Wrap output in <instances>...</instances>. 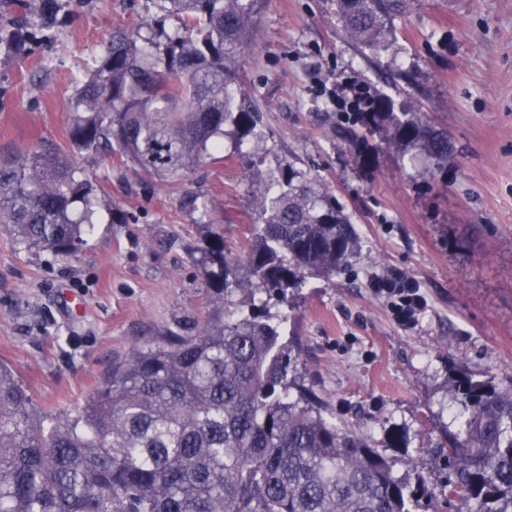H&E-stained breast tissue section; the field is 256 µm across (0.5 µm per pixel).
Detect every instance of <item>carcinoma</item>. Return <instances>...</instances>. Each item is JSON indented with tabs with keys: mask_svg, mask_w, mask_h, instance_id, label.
I'll use <instances>...</instances> for the list:
<instances>
[{
	"mask_svg": "<svg viewBox=\"0 0 512 512\" xmlns=\"http://www.w3.org/2000/svg\"><path fill=\"white\" fill-rule=\"evenodd\" d=\"M147 34L117 30L72 102L69 143L115 149L134 171L177 178L224 139L262 186L257 224L241 252L212 230L203 251L219 313L112 369L74 411L38 406L0 360V512H416L434 496L418 466L404 476L378 442L293 397L280 324L250 300L283 298L306 279H331L357 258L352 222L310 173L284 159L262 168L247 142L261 138L262 108L241 87L265 0H158ZM407 0H336L358 44L386 50ZM0 53L27 59L36 34L58 23L62 0H11ZM178 20L169 34L167 18ZM345 140L364 155L420 149L434 170L448 140L417 113L374 89L358 93ZM104 205L67 155L40 146L0 159V232L28 251L72 255ZM458 428L442 426L430 463L448 467L443 502L512 512V380L459 373L448 389Z\"/></svg>",
	"mask_w": 512,
	"mask_h": 512,
	"instance_id": "cac0c4a2",
	"label": "carcinoma"
}]
</instances>
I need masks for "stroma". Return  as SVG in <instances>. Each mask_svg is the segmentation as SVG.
Segmentation results:
<instances>
[{
  "label": "stroma",
  "instance_id": "obj_1",
  "mask_svg": "<svg viewBox=\"0 0 512 512\" xmlns=\"http://www.w3.org/2000/svg\"><path fill=\"white\" fill-rule=\"evenodd\" d=\"M157 0H68L22 64L0 61V157L46 142L109 202L75 254L29 252L0 236V359L39 406L73 409L136 347L184 335L221 305L201 261L209 228L245 243L253 188L231 149L182 179L143 178L119 155L71 150V102L117 29ZM392 49L358 46L334 0H267L243 86L263 106L265 165L297 159L320 176L359 234L352 267L310 280L280 306L290 373L329 414L375 437L397 474L424 462L451 422L457 371L512 381V0H409ZM375 86L448 135L434 179L416 149L371 165L340 134ZM414 282L426 300L397 324L373 275Z\"/></svg>",
  "mask_w": 512,
  "mask_h": 512
}]
</instances>
